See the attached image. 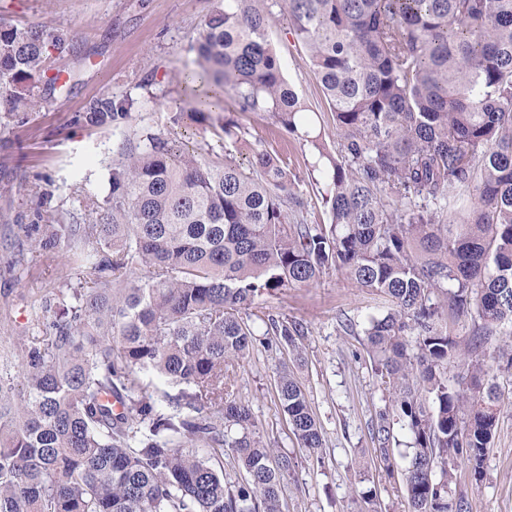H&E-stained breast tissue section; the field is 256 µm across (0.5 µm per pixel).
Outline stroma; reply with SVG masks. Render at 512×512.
Masks as SVG:
<instances>
[{
    "instance_id": "35a3bbf8",
    "label": "stroma",
    "mask_w": 512,
    "mask_h": 512,
    "mask_svg": "<svg viewBox=\"0 0 512 512\" xmlns=\"http://www.w3.org/2000/svg\"><path fill=\"white\" fill-rule=\"evenodd\" d=\"M214 0H0V15L16 24H43L75 39L49 60L51 72L75 77L68 95H46L41 108L24 122L0 112V349L29 335L33 308L47 304L54 318L56 298L75 281L63 255L36 253L24 272L11 267L19 225L30 223L37 203L79 214L88 222V197H105L113 162L124 145L123 128L75 124L74 115L104 94L132 100L138 127L176 139L210 157L222 147L241 167L255 155L283 153L300 178L310 222L326 223L321 187L309 169L311 146L277 127L263 112H239L225 103L224 113L240 128L239 140H221L207 125L174 124L177 107L186 106L184 78L194 70L189 46ZM272 36L285 64L284 76L308 106L313 128L323 130L327 149L336 147V129L324 104L307 57L300 53L285 22ZM258 314L302 325L297 350L267 347L258 336L237 368V396L249 402L265 442L294 457L296 467L284 483L285 512H407L395 483L380 467L370 430L388 395L380 387L362 328L384 307L375 296L355 288L332 270L320 283L265 295ZM352 329H345L344 321ZM288 371L306 392L320 423L324 445L320 458L306 454L280 412L276 381ZM501 400L484 477L462 473L457 489L467 512H512V366L494 369ZM375 488L364 502L355 486Z\"/></svg>"
}]
</instances>
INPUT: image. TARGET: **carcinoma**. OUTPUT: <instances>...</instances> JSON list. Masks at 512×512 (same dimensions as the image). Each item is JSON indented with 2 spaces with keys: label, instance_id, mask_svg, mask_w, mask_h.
<instances>
[{
  "label": "carcinoma",
  "instance_id": "cac0c4a2",
  "mask_svg": "<svg viewBox=\"0 0 512 512\" xmlns=\"http://www.w3.org/2000/svg\"><path fill=\"white\" fill-rule=\"evenodd\" d=\"M288 18L336 128V157L308 127L269 31ZM74 36L0 20V112L24 119L36 93H70L48 61ZM193 51L203 90L173 121L219 126L224 98L266 112L318 152L329 224H310L288 162L248 169L201 159L133 125L132 102L102 97L74 122L125 124L136 142L115 161L92 222L36 208L18 225L11 267L74 249V303L14 345L0 368V512H283L294 458L265 443L234 397L250 354L255 301L331 270L388 304L363 329L389 404L372 432L397 469L394 428L410 438L397 492L409 512H466L453 485L475 480L496 427L494 344L512 324V0H218ZM84 244L88 249H76ZM470 322L460 341L448 315ZM295 346L297 324L263 321ZM465 373L448 383V366ZM178 388L165 404L143 377ZM280 408L300 447L323 434L305 391L282 372ZM229 452L241 480L214 461Z\"/></svg>",
  "mask_w": 512,
  "mask_h": 512
}]
</instances>
